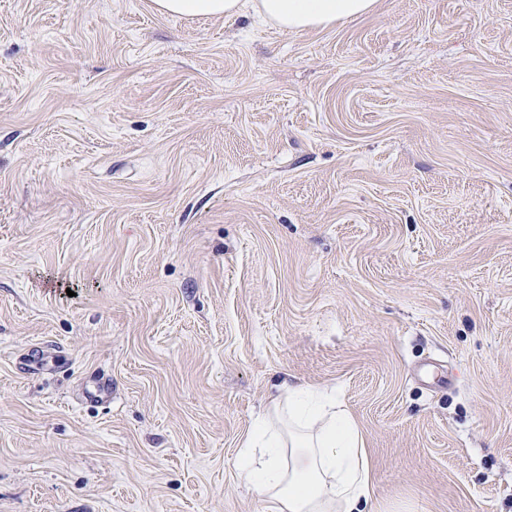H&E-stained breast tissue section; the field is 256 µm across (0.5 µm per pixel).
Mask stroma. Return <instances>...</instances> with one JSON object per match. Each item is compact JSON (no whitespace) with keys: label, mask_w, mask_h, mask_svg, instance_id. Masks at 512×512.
<instances>
[{"label":"stroma","mask_w":512,"mask_h":512,"mask_svg":"<svg viewBox=\"0 0 512 512\" xmlns=\"http://www.w3.org/2000/svg\"><path fill=\"white\" fill-rule=\"evenodd\" d=\"M284 377L381 512H512V0H0V512H270ZM377 0H153L155 10L174 17H226L251 11L261 22L287 31L326 29L371 13Z\"/></svg>","instance_id":"35a3bbf8"}]
</instances>
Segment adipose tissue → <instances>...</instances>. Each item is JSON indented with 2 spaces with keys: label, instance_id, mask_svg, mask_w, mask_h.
<instances>
[{
  "label": "adipose tissue",
  "instance_id": "obj_1",
  "mask_svg": "<svg viewBox=\"0 0 512 512\" xmlns=\"http://www.w3.org/2000/svg\"><path fill=\"white\" fill-rule=\"evenodd\" d=\"M376 0H153L174 17L253 12L287 31L326 29L371 13ZM236 471L274 512H379L358 423L335 389L282 382L240 444Z\"/></svg>",
  "mask_w": 512,
  "mask_h": 512
}]
</instances>
